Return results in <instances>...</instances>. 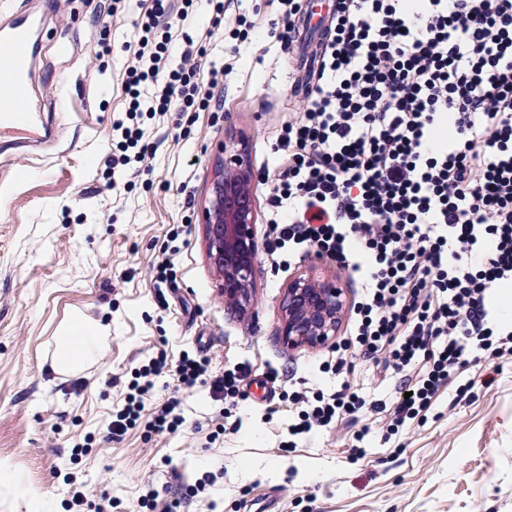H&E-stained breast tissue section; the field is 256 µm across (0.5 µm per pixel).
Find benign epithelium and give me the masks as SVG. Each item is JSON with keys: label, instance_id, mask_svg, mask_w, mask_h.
Here are the masks:
<instances>
[{"label": "benign epithelium", "instance_id": "7a95c632", "mask_svg": "<svg viewBox=\"0 0 512 512\" xmlns=\"http://www.w3.org/2000/svg\"><path fill=\"white\" fill-rule=\"evenodd\" d=\"M208 255L224 301L244 313L251 303L259 259L258 221L252 168L239 152L215 174L212 197L203 212ZM344 308L342 290L313 275L288 282L281 299V336L290 349L316 347L336 335Z\"/></svg>", "mask_w": 512, "mask_h": 512}]
</instances>
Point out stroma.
I'll return each mask as SVG.
<instances>
[{
  "mask_svg": "<svg viewBox=\"0 0 512 512\" xmlns=\"http://www.w3.org/2000/svg\"><path fill=\"white\" fill-rule=\"evenodd\" d=\"M110 4L30 0L42 50L25 96L53 135L28 146L23 129L0 131L13 145L0 154V465L9 473L0 478V512H27L29 491L43 512H66L68 473L86 483L90 501L110 497L112 512H166L173 501L179 512H512V356L461 368L398 434L387 414L365 411L287 445L292 392L331 393L346 380L367 401L390 405L401 384L371 363L344 377L323 371L349 336L359 283L314 253L266 249L265 173L279 161V130L304 109L313 41L284 46L271 37L273 23L296 24L283 19L279 0H232L225 30L242 16L255 24L233 52L211 33L210 6L196 5L184 25L183 0H170V65L197 52L202 70L224 69V83L206 110L146 119L144 161L116 177L112 122L128 108V47L153 2L125 0L117 18ZM103 39L110 52L102 56ZM61 41L68 55L54 51ZM231 139L245 144L259 205L254 304L242 315L224 302L201 222ZM162 260L174 274L159 285L151 269ZM301 272L335 280L345 308L336 341L291 350L279 336V303ZM77 317L100 327L102 356L62 376L52 367L55 341ZM162 351L172 361L186 352L210 361L193 388L164 374L146 400L152 412L177 398L182 427L160 434L141 422L109 440L107 423L135 371ZM237 365L247 375L229 410L211 379Z\"/></svg>",
  "mask_w": 512,
  "mask_h": 512,
  "instance_id": "35a3bbf8",
  "label": "stroma"
}]
</instances>
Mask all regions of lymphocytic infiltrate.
Segmentation results:
<instances>
[{"mask_svg": "<svg viewBox=\"0 0 512 512\" xmlns=\"http://www.w3.org/2000/svg\"><path fill=\"white\" fill-rule=\"evenodd\" d=\"M168 10L154 0L126 70L129 106L112 124L123 166L142 157L143 112L206 109L224 79L214 69L204 85L195 66H169L170 38L156 33ZM332 20L306 110L278 136L267 247L315 251L360 279L354 332L334 368L374 358L404 374L395 433L469 355L512 352V322L488 309L512 286V0H335ZM146 86L157 89L147 103ZM166 366L161 354L139 369L110 439L137 425ZM292 402L293 436L383 409L347 386L297 391Z\"/></svg>", "mask_w": 512, "mask_h": 512, "instance_id": "lymphocytic-infiltrate-1", "label": "lymphocytic infiltrate"}]
</instances>
